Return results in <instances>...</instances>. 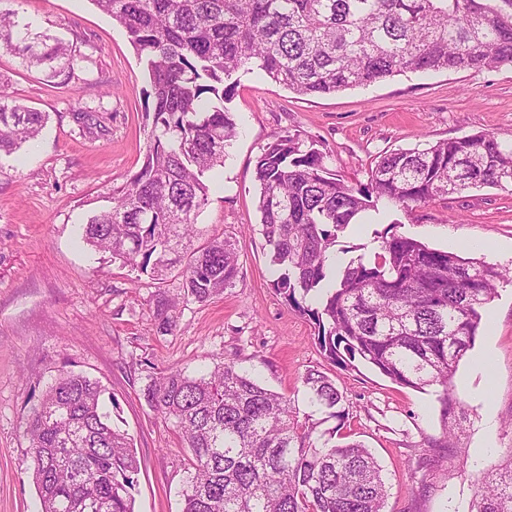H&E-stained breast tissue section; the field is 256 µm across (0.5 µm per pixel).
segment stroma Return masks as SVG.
Returning <instances> with one entry per match:
<instances>
[{
  "mask_svg": "<svg viewBox=\"0 0 512 512\" xmlns=\"http://www.w3.org/2000/svg\"><path fill=\"white\" fill-rule=\"evenodd\" d=\"M19 24L70 44L73 74L49 76L0 46V80L21 104L47 113L36 138L0 158V512H34L28 442L21 420L42 390L73 371L100 381L115 399L112 421L134 440L140 461L135 512H182L188 451L172 422L141 390L162 369L194 370L221 357L258 375L306 409L302 377L327 373L350 403V429L384 469L385 512H469L483 473L512 455V284L487 305L457 385L467 421L458 447L442 448L435 390L402 387L358 361L344 368L315 345L314 325L270 282L259 232L255 163L267 144L293 132L325 155L329 173L361 188L376 157L424 142L487 133L512 140V64L481 71L407 72L367 88L300 96L239 73L226 107L237 124L223 167L212 173L193 246L229 233L239 245L233 288L211 302H181L173 331L160 332L163 285L81 242L92 211L137 172L148 128L143 63L125 30L92 0H22ZM93 112L87 128L80 113ZM512 271V191L469 189L411 210L378 201L339 234L340 263L373 259L385 231Z\"/></svg>",
  "mask_w": 512,
  "mask_h": 512,
  "instance_id": "1",
  "label": "stroma"
}]
</instances>
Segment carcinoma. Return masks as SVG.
I'll return each mask as SVG.
<instances>
[{
    "instance_id": "carcinoma-1",
    "label": "carcinoma",
    "mask_w": 512,
    "mask_h": 512,
    "mask_svg": "<svg viewBox=\"0 0 512 512\" xmlns=\"http://www.w3.org/2000/svg\"><path fill=\"white\" fill-rule=\"evenodd\" d=\"M126 31L149 77L150 130L141 168L112 188L82 239L112 261L164 283L177 246L196 235L208 175L224 166L236 123L224 107L239 72L258 69L301 96L370 86L406 72L512 64V11L496 0H92ZM0 10V40L22 62L73 70L65 43L19 29ZM47 115L16 104L0 83V155H10ZM271 288L309 317L314 343L342 367L355 359L392 382L442 388L443 439L463 433L452 380L471 350L497 285L512 274L412 237L381 236L374 260L332 262L338 235L385 199L404 209L466 189L512 187V142L477 133L387 153L355 189L327 175L323 153L299 134L270 143L255 164ZM239 247L213 238L183 271V298L208 302L235 286ZM175 301L159 294V328L175 327ZM303 384L313 410L240 370L234 359L200 370L148 375L147 404L171 421L191 453L183 512H384L387 487L372 452L334 441L349 422L347 398L318 369ZM99 381L64 373L24 418L38 512H135L139 461L112 426ZM321 412L327 418L316 419ZM330 430H319L326 419ZM471 512H512V455L478 479Z\"/></svg>"
}]
</instances>
